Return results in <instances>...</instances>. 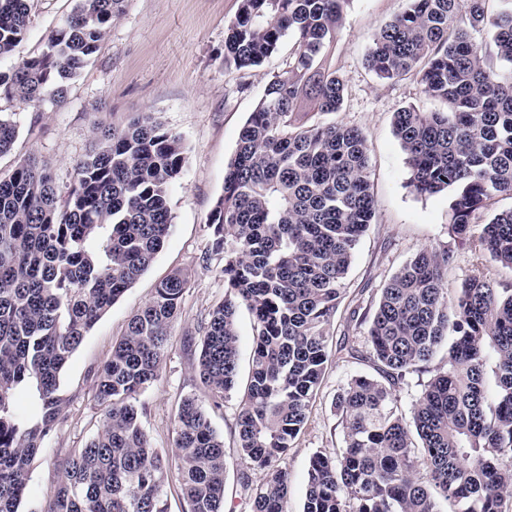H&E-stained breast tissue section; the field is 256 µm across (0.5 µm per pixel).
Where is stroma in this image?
Masks as SVG:
<instances>
[{
	"mask_svg": "<svg viewBox=\"0 0 512 512\" xmlns=\"http://www.w3.org/2000/svg\"><path fill=\"white\" fill-rule=\"evenodd\" d=\"M31 25L15 54L0 61V71L37 55L49 32L70 14L75 0H31ZM404 7V0H350L333 49L346 85L341 111L318 115L321 123L361 129L370 157V184L376 211L361 236L344 280L328 341V360L309 406L304 427L281 467L291 493L285 512H302L311 457L344 445L341 417L334 408L338 392L351 377L371 373L368 361L350 356L365 348L367 325L361 315L402 265L426 247L450 249L446 286L456 293L475 266H483L497 282H512V270L480 260L471 241L448 233V195L420 196L408 185L406 155L393 132V114L412 104L431 112L443 104L426 96L416 78L399 82L378 79L366 66L376 31ZM240 0H123L91 61L67 84L63 105L25 106L0 97V113L14 115L18 136L11 151L0 156V171L36 156L47 162L60 186L73 179L74 164L92 147L94 126L121 125L141 112L152 113L181 137L186 147L184 170L169 197L172 226L161 251L139 280L84 336L68 359L60 391L67 400L65 418L31 466L29 493L22 512H44L62 476V463L101 426L103 410L94 388L98 370L112 354L129 319L154 295L156 286L174 271L189 272L181 315L171 339L159 381L140 396L141 423L155 448L175 455V414L180 400L206 401L196 376L198 353L185 344L187 334L224 295L223 257L212 254L210 213L224 190V176L234 157L240 131L267 84L286 66L291 39L261 66L225 67L224 32L235 20ZM103 111H92L94 103ZM239 385L210 412L213 428L224 439L226 485L224 512H249L240 487L241 475L260 483L237 447V416L252 351L253 321L247 309L237 315Z\"/></svg>",
	"mask_w": 512,
	"mask_h": 512,
	"instance_id": "1",
	"label": "stroma"
}]
</instances>
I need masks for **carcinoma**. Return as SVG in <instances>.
<instances>
[{"mask_svg":"<svg viewBox=\"0 0 512 512\" xmlns=\"http://www.w3.org/2000/svg\"><path fill=\"white\" fill-rule=\"evenodd\" d=\"M499 3L497 11L489 3ZM350 0H241L224 34V66L261 65L294 39L240 131L224 194L208 224L224 255V300L198 325V377L211 408L238 376L236 314L254 322L251 368L237 416L239 448L265 473L242 487L251 512H283L291 491L278 463L302 430L327 361L329 330L355 247L375 201L362 131L309 122L340 111L345 83L331 56ZM373 36L366 64L385 81L416 77L445 112L395 113L409 185L449 192L448 232L472 237L478 215L512 199V0H405ZM122 0H77L43 51L0 71V96L39 106L65 101L68 81L97 51ZM31 22V0H0V60ZM485 38L479 47L472 38ZM0 115V156L17 137ZM97 146L61 188L32 157L0 173V512H20L30 465L62 419L60 375L84 336L148 269L171 229L168 197L185 165L181 139L143 113L102 127ZM512 270V207L478 237ZM448 246L419 251L382 288L368 319L372 376L358 375L335 408L345 447L316 453L303 512H505L512 499V284L475 269L458 294L444 288ZM188 278L175 272L132 316L96 376L100 430L62 463L45 512H167L169 460L141 425L139 396L160 377ZM422 384L410 415L396 388ZM33 398L29 412L18 398ZM184 512H223L224 440L198 399L177 409Z\"/></svg>","mask_w":512,"mask_h":512,"instance_id":"carcinoma-1","label":"carcinoma"}]
</instances>
